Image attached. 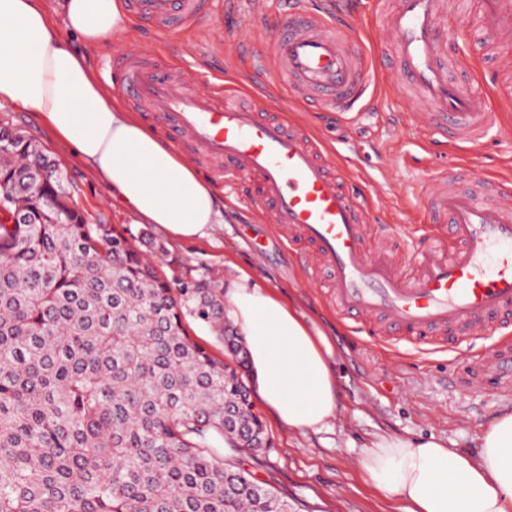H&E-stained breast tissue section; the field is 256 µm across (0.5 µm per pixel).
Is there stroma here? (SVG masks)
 I'll return each mask as SVG.
<instances>
[{"label": "stroma", "mask_w": 512, "mask_h": 512, "mask_svg": "<svg viewBox=\"0 0 512 512\" xmlns=\"http://www.w3.org/2000/svg\"><path fill=\"white\" fill-rule=\"evenodd\" d=\"M280 8V0H237L233 11L197 23L186 33L202 44L196 58L184 56L182 44L163 37L152 22L132 15L127 18L128 37L148 48L162 67L185 65L214 81L225 75V37L251 16L273 14ZM451 49L475 60L474 86L490 91L498 77L497 61L484 41L475 35L452 44ZM393 100V94H382L373 109L347 127L284 98L276 105L288 109L289 120L309 123L337 148L353 175L373 179L368 195L381 217L373 227L375 239L389 249L399 270L413 273L416 261L402 241L403 213L417 206L420 186L428 174L452 167L462 154L438 148L386 171L387 156L410 149L413 134L409 124L398 123ZM0 123L25 132L57 160L77 187L79 207L93 219L124 232L171 285L210 278L226 284L242 268L260 286L277 289L283 298L292 300L306 321L328 336L339 391L336 418L320 433L302 434L264 417L270 448L241 457L244 468L259 483L287 500L289 512H399L397 498L368 483L358 465L363 448L375 435H432L447 441L449 447L473 454L484 425L512 408V396L487 389L461 391L457 380L463 366L457 352L353 332L351 321L340 318L328 302V277L316 266L310 248L288 244L275 228L260 223L257 213L239 202L235 186L220 179L213 182L226 203L223 224L203 238L177 241L155 225L138 223L111 189L40 126L32 113L4 105ZM470 153L481 176L512 177V136L485 140Z\"/></svg>", "instance_id": "obj_1"}]
</instances>
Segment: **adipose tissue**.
Wrapping results in <instances>:
<instances>
[{"label": "adipose tissue", "instance_id": "ef3b65f1", "mask_svg": "<svg viewBox=\"0 0 512 512\" xmlns=\"http://www.w3.org/2000/svg\"><path fill=\"white\" fill-rule=\"evenodd\" d=\"M88 47L125 32L123 0H59ZM38 113L57 138L130 205L139 220L193 240L224 221V200L130 112L111 103L83 57L56 34L42 0H0V105ZM242 336L256 398L277 424L320 432L339 398L327 336L292 304L240 271L224 290ZM359 466L401 512H512V410L482 430L470 455L429 436H376Z\"/></svg>", "mask_w": 512, "mask_h": 512}]
</instances>
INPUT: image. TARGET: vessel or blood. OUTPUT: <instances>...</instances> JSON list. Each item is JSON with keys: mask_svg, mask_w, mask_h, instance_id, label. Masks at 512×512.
<instances>
[{"mask_svg": "<svg viewBox=\"0 0 512 512\" xmlns=\"http://www.w3.org/2000/svg\"><path fill=\"white\" fill-rule=\"evenodd\" d=\"M135 16L154 21L169 39L188 23L209 17L215 0H130ZM448 0H373L368 37L339 18L336 0L308 9L289 0L268 23L265 58L275 83L205 82L162 72L149 53L126 48L112 64L118 93L170 128L174 147L192 143L213 172L242 184L241 196L286 240L310 244L330 274L336 312L358 320V332L381 330L424 344L454 335L512 333V180L483 178L461 189L470 172L428 178L416 219L429 227L416 250L419 275L401 272L386 253L367 248L372 215L364 197L350 193V171L329 159L328 146L302 123L269 113L267 99L290 98L329 111H354L373 77L392 71L400 111L418 131L416 146L474 145L491 131L512 129V84L492 96L450 78L459 64L448 51L457 38L449 20L460 17ZM477 27L512 63V0H480ZM493 374L512 391V347L496 345L473 357L461 386H482Z\"/></svg>", "mask_w": 512, "mask_h": 512, "instance_id": "b4317fda", "label": "vessel or blood"}]
</instances>
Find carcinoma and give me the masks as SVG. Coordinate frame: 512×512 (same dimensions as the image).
I'll use <instances>...</instances> for the list:
<instances>
[{"label":"carcinoma","mask_w":512,"mask_h":512,"mask_svg":"<svg viewBox=\"0 0 512 512\" xmlns=\"http://www.w3.org/2000/svg\"><path fill=\"white\" fill-rule=\"evenodd\" d=\"M0 512H288L237 456L268 443L216 283L173 288L67 174L0 128ZM233 416L224 427V412ZM187 329L190 336L199 344L206 347L214 356L223 358L224 361L232 363L222 345L212 336L209 329L198 321L187 318Z\"/></svg>","instance_id":"carcinoma-1"}]
</instances>
